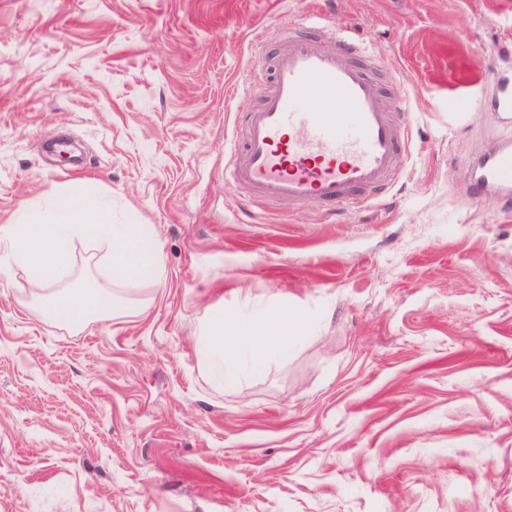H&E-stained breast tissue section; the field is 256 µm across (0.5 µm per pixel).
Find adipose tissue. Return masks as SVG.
I'll use <instances>...</instances> for the list:
<instances>
[{"instance_id": "obj_1", "label": "adipose tissue", "mask_w": 512, "mask_h": 512, "mask_svg": "<svg viewBox=\"0 0 512 512\" xmlns=\"http://www.w3.org/2000/svg\"><path fill=\"white\" fill-rule=\"evenodd\" d=\"M304 325L283 303L263 308L235 331L224 318H213L203 338L208 365L227 387H234L243 371L258 372L287 359L296 343L293 332Z\"/></svg>"}]
</instances>
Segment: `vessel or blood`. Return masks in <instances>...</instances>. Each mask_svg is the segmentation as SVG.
<instances>
[{
    "label": "vessel or blood",
    "instance_id": "vessel-or-blood-1",
    "mask_svg": "<svg viewBox=\"0 0 512 512\" xmlns=\"http://www.w3.org/2000/svg\"><path fill=\"white\" fill-rule=\"evenodd\" d=\"M378 66L355 34L330 27L316 35L288 33L266 69L257 108L236 119L225 183L256 204H373L403 177L410 155L408 126L385 105L403 92L372 76ZM309 100L315 110L306 108ZM484 108L512 124V79H499ZM465 176L472 199L492 196L512 206V141L483 153Z\"/></svg>",
    "mask_w": 512,
    "mask_h": 512
}]
</instances>
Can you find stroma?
I'll return each mask as SVG.
<instances>
[{
	"label": "stroma",
	"instance_id": "35a3bbf8",
	"mask_svg": "<svg viewBox=\"0 0 512 512\" xmlns=\"http://www.w3.org/2000/svg\"><path fill=\"white\" fill-rule=\"evenodd\" d=\"M312 9L413 115L359 212L224 183L256 41ZM505 42L512 0H0V225L90 179L165 268L69 325L0 264V512H512V211L461 175L505 134L478 106ZM282 300L293 353L224 388L209 316Z\"/></svg>",
	"mask_w": 512,
	"mask_h": 512
}]
</instances>
